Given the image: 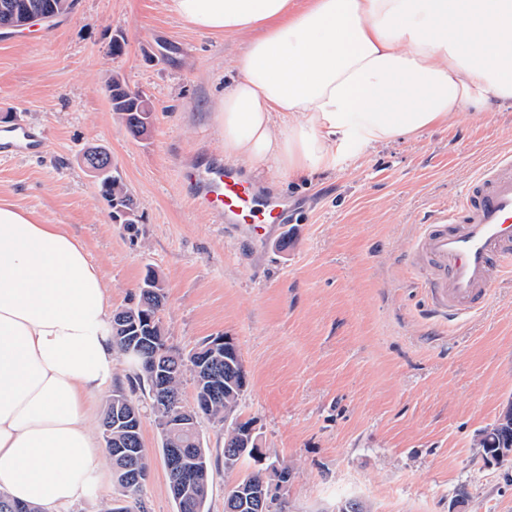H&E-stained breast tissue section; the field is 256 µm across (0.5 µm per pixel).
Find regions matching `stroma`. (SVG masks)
I'll list each match as a JSON object with an SVG mask.
<instances>
[{
  "label": "stroma",
  "mask_w": 512,
  "mask_h": 512,
  "mask_svg": "<svg viewBox=\"0 0 512 512\" xmlns=\"http://www.w3.org/2000/svg\"><path fill=\"white\" fill-rule=\"evenodd\" d=\"M244 42L193 29L168 0H77L60 22L0 35V117L46 140L41 155L0 159V199L66 225L112 309L132 305L153 269L167 346L186 354L205 337L232 338L247 372L236 413L291 468L288 512H334L348 498L370 512H512V462H486L478 445L512 406V277L495 281L481 311L447 322L405 264L433 210L452 206L490 154L512 151V108L458 113L303 180L263 167L255 179L297 209L254 240L193 207L183 182L224 158L216 101ZM115 75L153 106L147 135L132 137L113 112ZM91 146L111 154L139 223L114 222L81 161ZM114 384L142 408L145 512H176L148 397L120 360ZM198 429L206 508L224 512L239 476L224 468V425L203 416ZM462 485L471 497L457 508Z\"/></svg>",
  "instance_id": "obj_1"
}]
</instances>
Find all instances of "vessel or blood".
<instances>
[{"instance_id":"vessel-or-blood-1","label":"vessel or blood","mask_w":512,"mask_h":512,"mask_svg":"<svg viewBox=\"0 0 512 512\" xmlns=\"http://www.w3.org/2000/svg\"><path fill=\"white\" fill-rule=\"evenodd\" d=\"M41 136L16 126L0 136V156L17 151L42 153ZM191 201L228 224H247L264 232L271 224L291 222L287 199L270 194L230 166L191 169ZM424 277L434 309L448 318L471 313L483 304L492 283L512 274V152L482 164L451 208L428 218L408 255Z\"/></svg>"}]
</instances>
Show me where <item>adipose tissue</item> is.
Listing matches in <instances>:
<instances>
[{"label":"adipose tissue","mask_w":512,"mask_h":512,"mask_svg":"<svg viewBox=\"0 0 512 512\" xmlns=\"http://www.w3.org/2000/svg\"><path fill=\"white\" fill-rule=\"evenodd\" d=\"M249 41L216 102L224 158L293 180L512 106V0H169ZM109 291L82 241L0 200V493L72 512L108 482L86 423L110 387Z\"/></svg>","instance_id":"adipose-tissue-1"}]
</instances>
